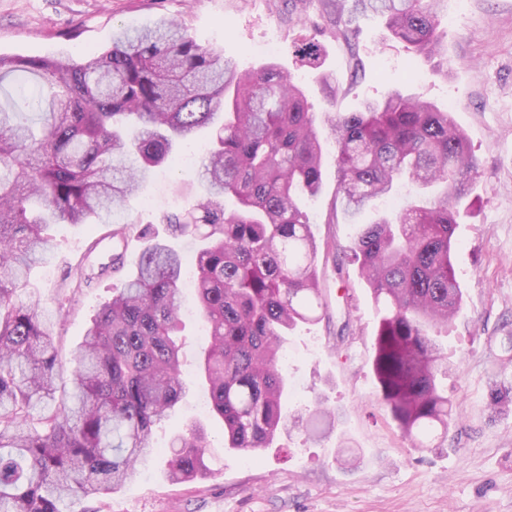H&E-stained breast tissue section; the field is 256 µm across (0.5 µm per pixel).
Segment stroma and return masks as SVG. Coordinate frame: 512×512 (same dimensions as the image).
Returning a JSON list of instances; mask_svg holds the SVG:
<instances>
[{
    "label": "stroma",
    "instance_id": "35a3bbf8",
    "mask_svg": "<svg viewBox=\"0 0 512 512\" xmlns=\"http://www.w3.org/2000/svg\"><path fill=\"white\" fill-rule=\"evenodd\" d=\"M179 21L199 44L223 49L242 69L275 61L305 91L321 133L326 117L358 110L396 89L421 93L453 110L480 162L469 215L457 230L453 263L464 308L440 340L448 352L454 416L444 448H416L383 401L373 367L377 319L359 269L344 256L356 232L336 208V167L325 155L322 190L305 210L320 247L323 318L289 336L283 369L290 382L283 411L292 423L256 460L225 452L224 429L204 408L197 358L205 324L184 316L189 391L175 414L155 427L160 453L120 490L66 497L59 512H512V408L492 409V388L512 387V360L500 344L512 333V0H448L439 59L413 56L383 18L336 11L329 0H0V53L87 61L118 29ZM345 30L349 40L337 38ZM320 47V70L304 64L299 37ZM275 40L268 54L261 44ZM447 64L440 74L439 64ZM331 74L338 94L318 80ZM203 194L195 171L157 168L126 218L168 235L163 213L189 210ZM105 224H54L45 261L33 268L22 302L38 303L59 335L62 364L82 340L119 278L104 276L80 293L64 278ZM336 414L333 432L316 436V407ZM204 424L210 470L201 480H165L172 434Z\"/></svg>",
    "mask_w": 512,
    "mask_h": 512
}]
</instances>
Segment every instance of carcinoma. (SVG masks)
Segmentation results:
<instances>
[{
	"mask_svg": "<svg viewBox=\"0 0 512 512\" xmlns=\"http://www.w3.org/2000/svg\"><path fill=\"white\" fill-rule=\"evenodd\" d=\"M446 0H353L386 18L419 55L439 54ZM300 57L318 67V44ZM50 85L49 99L20 91L0 107V512H58L67 495L106 494L157 449L154 427L188 391L182 379L184 257L149 237L72 351L60 376V338L35 304L16 301L42 260L51 224H96L136 197L147 176L175 162L179 144L206 129L212 148L198 173L204 196L175 232L200 240L196 307L209 325L199 354L224 447L253 457L288 431L281 346L299 323L321 319L319 246L302 211L322 189L323 141L304 90L278 64L240 70L199 45L182 24L122 30L85 64L0 54V85ZM39 112L35 128L29 112ZM335 142L336 202L353 218L407 181L436 188L398 214L358 230L349 255L378 316L373 370L383 401L417 448L448 440L453 400L448 355L436 334L463 306L453 265L456 229L480 164L452 117L422 95L391 90L328 119ZM134 224L112 229V273L124 268ZM107 267L69 274L90 288ZM203 426L174 435L166 477L206 475Z\"/></svg>",
	"mask_w": 512,
	"mask_h": 512,
	"instance_id": "cac0c4a2",
	"label": "carcinoma"
}]
</instances>
